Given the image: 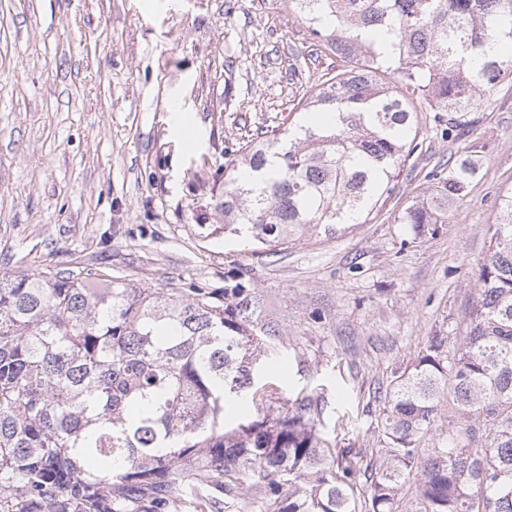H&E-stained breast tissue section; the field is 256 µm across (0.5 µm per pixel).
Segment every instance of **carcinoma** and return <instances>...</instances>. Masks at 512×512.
Wrapping results in <instances>:
<instances>
[{
  "label": "carcinoma",
  "mask_w": 512,
  "mask_h": 512,
  "mask_svg": "<svg viewBox=\"0 0 512 512\" xmlns=\"http://www.w3.org/2000/svg\"><path fill=\"white\" fill-rule=\"evenodd\" d=\"M341 58L287 128L263 127L224 170V234L260 249L330 238L393 194L419 113L455 140L512 83V0H291ZM391 35L385 53L374 34ZM476 168L434 171L397 216L442 231ZM470 329L437 334L381 391L383 448L331 446L318 401L261 383L285 332L249 269L224 287L136 288L89 268L0 277V512H393L413 470L419 512H512V191L499 199ZM230 400L257 418L224 425ZM448 440L421 452L445 403ZM367 495L356 494L361 469Z\"/></svg>",
  "instance_id": "carcinoma-1"
}]
</instances>
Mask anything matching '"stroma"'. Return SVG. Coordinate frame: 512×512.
Here are the masks:
<instances>
[{"instance_id":"obj_1","label":"stroma","mask_w":512,"mask_h":512,"mask_svg":"<svg viewBox=\"0 0 512 512\" xmlns=\"http://www.w3.org/2000/svg\"><path fill=\"white\" fill-rule=\"evenodd\" d=\"M142 2L0 0V275L88 266L165 290L251 268L288 333L268 378L319 397L337 447H379L375 389L429 336L466 332L512 188V84L465 137L428 134L368 223L256 251L213 208L224 168L262 127L301 119L299 100L339 60L285 0ZM451 157L479 175L446 230L412 242L397 216Z\"/></svg>"}]
</instances>
